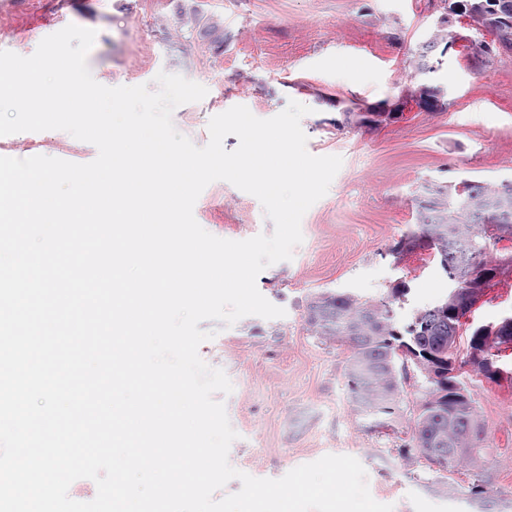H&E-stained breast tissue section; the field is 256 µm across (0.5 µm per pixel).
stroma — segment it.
<instances>
[{
    "label": "stroma",
    "instance_id": "stroma-1",
    "mask_svg": "<svg viewBox=\"0 0 512 512\" xmlns=\"http://www.w3.org/2000/svg\"><path fill=\"white\" fill-rule=\"evenodd\" d=\"M0 11V50L32 55L40 41L75 24L95 30L87 63L108 87L153 85L159 72L205 86L206 97L177 107L175 128L196 146L209 140L208 122L236 105L261 119L297 101L307 150L337 155L343 164L327 194L303 216L302 243L292 260L273 264L256 284L284 317L246 316L215 331L199 355L222 369L233 390L224 396L237 432L230 464L257 478L277 479L327 454L349 455L367 473L372 497L393 512H507L512 503V346L497 351L499 375L469 372L463 380L485 425V465L497 489L484 504L472 479H440L418 450L409 449L410 421L425 384L409 372L389 428L374 427L356 408L345 378V349L316 336L306 308L320 292L363 300L390 297L406 323L440 304L452 286L433 251L415 242V197L422 187L512 179V51L475 59L477 33L448 0H12ZM217 25L226 41L200 37L195 21ZM456 36L441 64L416 71L411 62L437 22ZM345 47L364 64L336 67ZM421 84L444 91L447 108L433 112L410 96ZM56 157L88 163L94 145L49 130L7 136L0 156ZM199 225L228 240L272 234L260 202L226 181L208 185L194 206ZM497 276L462 321L457 349L467 352L473 327L512 317V239L492 249Z\"/></svg>",
    "mask_w": 512,
    "mask_h": 512
}]
</instances>
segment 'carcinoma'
Wrapping results in <instances>:
<instances>
[{"instance_id": "cac0c4a2", "label": "carcinoma", "mask_w": 512, "mask_h": 512, "mask_svg": "<svg viewBox=\"0 0 512 512\" xmlns=\"http://www.w3.org/2000/svg\"><path fill=\"white\" fill-rule=\"evenodd\" d=\"M453 9L494 36L489 42L467 46L471 55L482 58L500 48H512V0H455ZM455 40L447 30H436L413 61L415 69H433L434 49ZM413 95L431 110L445 108L436 88H416ZM416 205V239L435 251L445 272L466 277L467 300L475 305L498 270L490 246L512 239V180L433 184ZM405 292L398 285L393 298L378 301H363L345 292L320 293L308 304L307 322L316 335L346 347L348 386L358 408L368 415L395 414L402 377L408 368L416 369L426 391L414 419V447L427 448L435 439H443L446 460H429L435 472L444 479L449 474H471V492L484 498L494 492L483 464L484 427L461 381V371L470 366L495 377L498 371L491 349L512 343V323L502 320L473 329L469 353L461 358L456 348L458 305L446 299L400 328L394 320L393 299Z\"/></svg>"}]
</instances>
